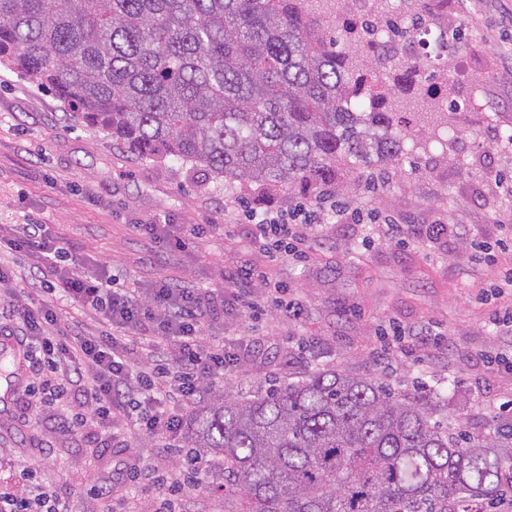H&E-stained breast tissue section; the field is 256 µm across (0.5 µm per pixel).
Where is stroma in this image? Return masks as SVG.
I'll return each mask as SVG.
<instances>
[{
    "instance_id": "1",
    "label": "stroma",
    "mask_w": 512,
    "mask_h": 512,
    "mask_svg": "<svg viewBox=\"0 0 512 512\" xmlns=\"http://www.w3.org/2000/svg\"><path fill=\"white\" fill-rule=\"evenodd\" d=\"M460 43L435 64L447 68L462 111L448 124L451 145L418 142L389 168L379 194L365 178L333 187L337 198L406 231L404 243L364 245L370 224L326 221L308 232L305 258L255 243L243 207L285 208L314 202L300 187L272 195L252 186L225 187L200 169L143 160L101 130L65 117L51 92L0 68V225L47 224L87 264L102 261L118 286L150 287L156 275L176 284L221 287L250 263L277 283L301 318L266 309L243 317L234 290L224 311L204 319L205 335L236 340L239 370L213 386L205 402L247 399L273 383L308 372L346 369L394 392L417 382L450 412L449 425L477 432L512 420V372L490 353L512 352V292L501 283L512 271V250L476 264L475 247L496 243L512 226V0H448ZM206 224L204 236L182 250L155 243L140 225L151 221ZM448 230L429 235L432 225ZM425 330L426 344L384 353L380 337ZM20 399L0 388V481L15 479L14 463L38 459L27 486L69 494L74 512H102L95 488L111 480L125 512H153L126 478L130 456L141 477L173 473V457L155 439L122 430L109 446L91 443L66 426L70 406L47 404L45 380Z\"/></svg>"
}]
</instances>
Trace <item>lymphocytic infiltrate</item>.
Segmentation results:
<instances>
[{"instance_id": "1", "label": "lymphocytic infiltrate", "mask_w": 512, "mask_h": 512, "mask_svg": "<svg viewBox=\"0 0 512 512\" xmlns=\"http://www.w3.org/2000/svg\"><path fill=\"white\" fill-rule=\"evenodd\" d=\"M334 214L360 224L361 211L336 207L329 198H317L312 207L249 210L247 219L256 242L274 248L285 240L303 242L304 227L320 223L322 215ZM30 257L28 279L44 299L12 300L13 325L0 324L1 335L20 331L36 358L34 375L51 372L57 380L56 394L64 396L69 386H79L69 424L78 434L103 439L114 427L116 413L128 401H136L138 431L161 442L164 450L175 449L182 436L184 410L198 403L208 386L223 378L235 357L225 342L212 341L203 333L207 313L224 308V291L239 289L248 294L256 279L250 267H240L225 276L220 288L175 286L156 280L147 293L115 287L105 271L89 273L64 247L58 245L45 224H12L0 227V244ZM78 304L93 312L100 325L89 334L80 324L60 326L57 304ZM140 341L154 367L132 359L130 340ZM0 512H72L70 500L40 489L25 496L0 489Z\"/></svg>"}]
</instances>
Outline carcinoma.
<instances>
[{
    "instance_id": "carcinoma-1",
    "label": "carcinoma",
    "mask_w": 512,
    "mask_h": 512,
    "mask_svg": "<svg viewBox=\"0 0 512 512\" xmlns=\"http://www.w3.org/2000/svg\"><path fill=\"white\" fill-rule=\"evenodd\" d=\"M350 0H0V65L51 91L69 119L142 159L224 184L330 187L383 173L458 111L448 74L422 78ZM428 31L442 0H414ZM446 112L400 120L415 100ZM21 353L0 349L12 391ZM184 465L224 512H512V425L471 433L419 392L349 370L306 373L185 422Z\"/></svg>"
}]
</instances>
